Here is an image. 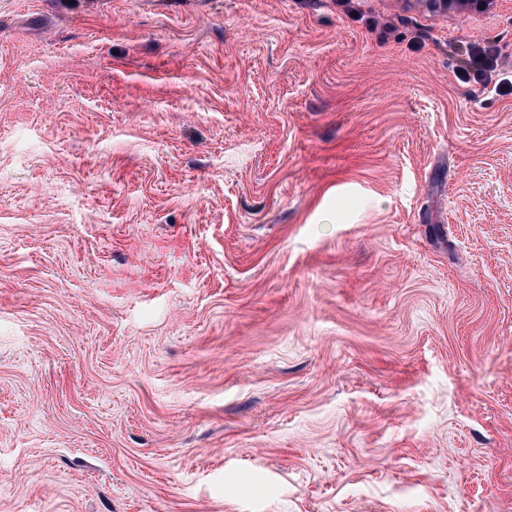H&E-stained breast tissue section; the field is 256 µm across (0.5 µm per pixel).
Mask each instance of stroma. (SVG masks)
I'll use <instances>...</instances> for the list:
<instances>
[{
  "mask_svg": "<svg viewBox=\"0 0 512 512\" xmlns=\"http://www.w3.org/2000/svg\"><path fill=\"white\" fill-rule=\"evenodd\" d=\"M512 0H0V512H512ZM493 73L498 79L494 82L492 90L501 96L512 95V75L498 70L497 55L494 51L488 46L473 45L467 66L460 72V77L465 80L473 77L489 84Z\"/></svg>",
  "mask_w": 512,
  "mask_h": 512,
  "instance_id": "obj_1",
  "label": "stroma"
}]
</instances>
